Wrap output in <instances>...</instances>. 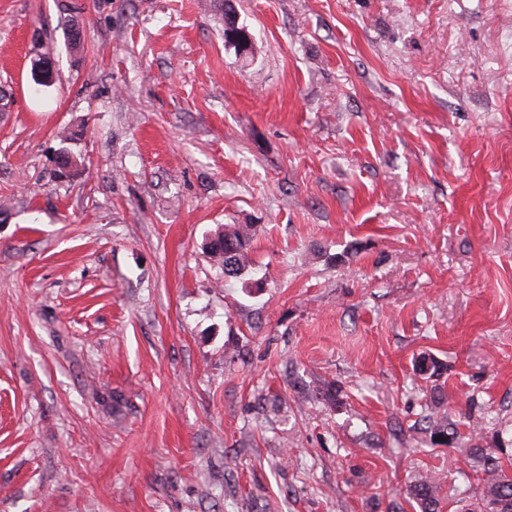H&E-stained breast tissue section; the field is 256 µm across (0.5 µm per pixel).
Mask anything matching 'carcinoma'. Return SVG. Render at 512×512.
Wrapping results in <instances>:
<instances>
[{"label": "carcinoma", "instance_id": "cac0c4a2", "mask_svg": "<svg viewBox=\"0 0 512 512\" xmlns=\"http://www.w3.org/2000/svg\"><path fill=\"white\" fill-rule=\"evenodd\" d=\"M217 10L224 16V43L230 44V34L234 30L245 29L238 24L235 0H215ZM65 37V47L70 53H79L83 45V29L73 18L61 22ZM77 174V162L68 152L63 151L57 161L55 177L60 181L72 179ZM255 235L252 224H226L224 230L216 233L207 244V253L221 267L224 280L237 279L248 270V252ZM443 364L434 357L423 356L416 365V374L427 380L441 375ZM431 404L422 421L428 424L430 441L446 447L457 442V425L448 422V416L438 415L444 399L443 390L434 385L431 388ZM470 455L482 466L485 479L477 493L476 502L470 512H512V472L502 468L496 462L490 449L481 445L483 441L482 424L475 422L470 437ZM407 495L414 500L421 512H436L438 505V486L428 477L422 478L407 489Z\"/></svg>", "mask_w": 512, "mask_h": 512}]
</instances>
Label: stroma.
Wrapping results in <instances>:
<instances>
[{"instance_id":"35a3bbf8","label":"stroma","mask_w":512,"mask_h":512,"mask_svg":"<svg viewBox=\"0 0 512 512\" xmlns=\"http://www.w3.org/2000/svg\"><path fill=\"white\" fill-rule=\"evenodd\" d=\"M236 8L0 0V512H464L423 352L512 469V0ZM214 7H216L217 11H220L222 13V16H224V43L225 45L232 46L233 49L238 53V48L236 45H230V34L235 32V25L237 24V29L239 30H247L246 26L239 25V22L237 20V12L235 9V1L233 0H217L214 1ZM245 31V34L242 35V38L244 40H250L251 41V35ZM252 45V41H251ZM240 56V55H239ZM255 224H227L207 244V253L221 267L224 280L237 279L248 270V252ZM431 392V404H426L428 412L423 415L422 421L428 423L427 429H429L430 441L433 445L451 447L459 437L457 425L448 423L447 415H438V410L445 402L441 387L434 385ZM435 438H443V442L435 441ZM438 486L428 477L422 478L407 489V495L414 500L421 512H435L438 505Z\"/></svg>"}]
</instances>
